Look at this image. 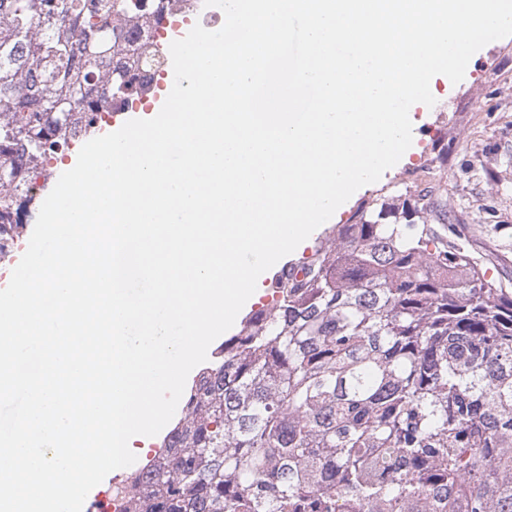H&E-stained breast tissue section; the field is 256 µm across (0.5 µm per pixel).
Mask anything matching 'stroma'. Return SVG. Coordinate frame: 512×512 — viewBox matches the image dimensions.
<instances>
[{"instance_id": "35a3bbf8", "label": "stroma", "mask_w": 512, "mask_h": 512, "mask_svg": "<svg viewBox=\"0 0 512 512\" xmlns=\"http://www.w3.org/2000/svg\"><path fill=\"white\" fill-rule=\"evenodd\" d=\"M492 72L498 81L489 80ZM431 92L434 106L412 108L413 140L400 161L358 189L331 221L348 223L361 201L413 189L408 171L421 159L442 163L455 243L488 278L512 289V36L477 51L460 83L433 77Z\"/></svg>"}]
</instances>
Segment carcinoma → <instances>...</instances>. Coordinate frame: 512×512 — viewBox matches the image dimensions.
Masks as SVG:
<instances>
[{
    "label": "carcinoma",
    "mask_w": 512,
    "mask_h": 512,
    "mask_svg": "<svg viewBox=\"0 0 512 512\" xmlns=\"http://www.w3.org/2000/svg\"><path fill=\"white\" fill-rule=\"evenodd\" d=\"M112 2L0 0L13 160L37 168L89 74L122 93L112 31L134 11ZM437 191L361 203L273 275L131 471L126 512H512V290L436 228Z\"/></svg>",
    "instance_id": "obj_1"
}]
</instances>
